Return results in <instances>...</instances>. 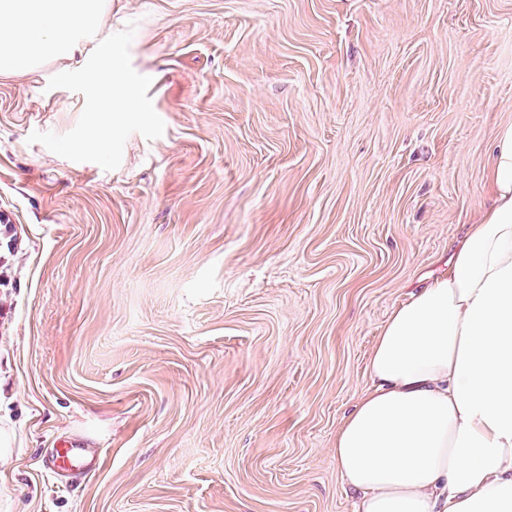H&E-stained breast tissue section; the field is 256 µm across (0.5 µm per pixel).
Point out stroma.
I'll list each match as a JSON object with an SVG mask.
<instances>
[{
	"instance_id": "obj_1",
	"label": "stroma",
	"mask_w": 512,
	"mask_h": 512,
	"mask_svg": "<svg viewBox=\"0 0 512 512\" xmlns=\"http://www.w3.org/2000/svg\"><path fill=\"white\" fill-rule=\"evenodd\" d=\"M97 36L0 77V512H352L372 346L491 205L512 0H109ZM93 73L150 109L76 156ZM86 448H77L71 443L64 442L56 450L53 461L54 468L65 471H80L90 467L91 461L85 456Z\"/></svg>"
}]
</instances>
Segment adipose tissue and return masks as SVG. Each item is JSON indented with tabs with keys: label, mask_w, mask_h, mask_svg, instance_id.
Listing matches in <instances>:
<instances>
[{
	"label": "adipose tissue",
	"mask_w": 512,
	"mask_h": 512,
	"mask_svg": "<svg viewBox=\"0 0 512 512\" xmlns=\"http://www.w3.org/2000/svg\"><path fill=\"white\" fill-rule=\"evenodd\" d=\"M105 3L0 0V76L81 54ZM489 192L447 274L392 312L369 354L334 447L355 512H512V126Z\"/></svg>",
	"instance_id": "obj_1"
}]
</instances>
